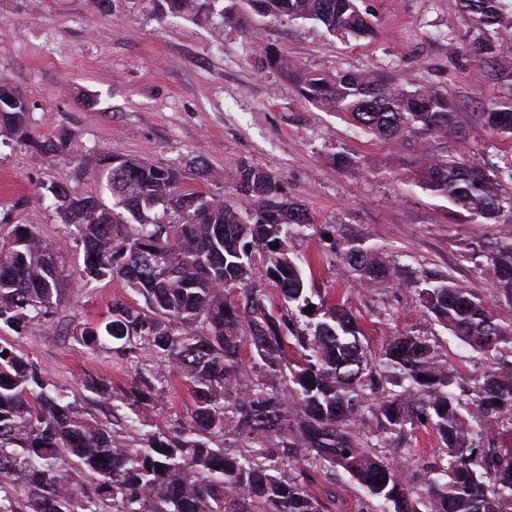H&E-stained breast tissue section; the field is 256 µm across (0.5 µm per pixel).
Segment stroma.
Here are the masks:
<instances>
[{
  "label": "stroma",
  "mask_w": 512,
  "mask_h": 512,
  "mask_svg": "<svg viewBox=\"0 0 512 512\" xmlns=\"http://www.w3.org/2000/svg\"><path fill=\"white\" fill-rule=\"evenodd\" d=\"M358 6L374 23L372 38L344 40L309 21L258 14L242 32L217 17L160 15L155 0H0V74L26 95L37 135L68 140L53 155L0 143V225L27 224L45 238L63 239L66 227L50 187L98 194L99 160L106 154L181 168L188 188L237 203L242 197L232 180L204 178L201 168L227 174L247 163L273 171L319 229L292 241L294 255L311 264L313 301L347 296L375 353L397 330L431 338L458 372V388L470 386L480 369L471 348L425 316L412 290L383 291L324 261L329 242L323 234L382 245L408 277L449 275L487 294L491 283L477 268L499 225L472 224L449 211L446 199L415 185V151L311 107L277 72L258 69L256 59L273 45L309 70L371 69L410 89H441L457 100L459 119L470 129L465 150L493 169L512 160V143L476 127L474 115L511 94L512 83L493 78L465 48L487 37L512 55V25L478 31L457 0H358ZM340 154L349 165L337 166ZM61 266L66 299L58 310L23 334L0 337L86 417L136 445L137 435L127 430L133 412L126 396L148 353L124 357L74 338L115 299L134 295L120 279L85 284L75 245L65 246ZM165 376L162 397L144 411L154 432L172 430L191 410L177 373ZM93 378L110 383L111 397L88 389ZM307 488L323 512H358L365 499L345 478L321 474Z\"/></svg>",
  "instance_id": "1"
}]
</instances>
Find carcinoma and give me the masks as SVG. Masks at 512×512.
I'll return each mask as SVG.
<instances>
[{"label": "carcinoma", "instance_id": "obj_1", "mask_svg": "<svg viewBox=\"0 0 512 512\" xmlns=\"http://www.w3.org/2000/svg\"><path fill=\"white\" fill-rule=\"evenodd\" d=\"M160 14L221 16L248 27L254 11L275 19L308 20L342 38L373 34L357 0H157ZM484 32L512 17V0H459ZM471 53L495 76L512 77V59L492 40ZM260 66L274 69L308 104L335 112L372 137L418 151L416 185L442 197L477 224L512 225V162L488 170L474 154L438 156L431 143L460 144L466 130L455 101L439 89L410 90L373 70L311 71L278 49ZM481 127L512 140V96L479 115ZM0 136L39 152L66 147L38 139L29 103L0 75ZM102 192H48L83 253L86 283L120 278L144 299L115 300L108 318L82 329L89 347L104 338L124 356L142 347L154 365L135 371L132 400L145 408L160 397L171 367L193 404L188 422L169 433L143 434L130 446L80 414L61 390L49 391L37 368L0 343V512H322L306 488L312 472L358 483L372 512H512V454L496 446V429L512 427V231L490 245L482 295L452 277L409 280L382 248L355 239L333 241L330 258L350 275L383 290L411 288L423 312L480 355L483 369L458 394L448 361L425 336L397 331L372 358L366 333L348 303L312 304V288L288 242L318 233L303 205L284 197L281 178L250 164L232 179L246 205L184 188L178 168L108 154L99 159ZM162 207L173 220L152 213ZM61 246L24 224L0 225V328L18 335L47 322L64 299ZM265 266L280 298L275 305L252 286ZM313 312H307L308 308ZM306 317L295 325V313ZM259 367L244 362L242 349ZM299 359L287 357V349ZM394 375L392 387L382 374ZM288 380V392L280 391ZM376 442L361 436L365 413ZM226 428L253 444L230 454L212 446ZM432 429L438 449L419 461L414 448H392L389 435ZM305 466L285 477L274 457ZM383 485H377V482Z\"/></svg>", "mask_w": 512, "mask_h": 512}]
</instances>
